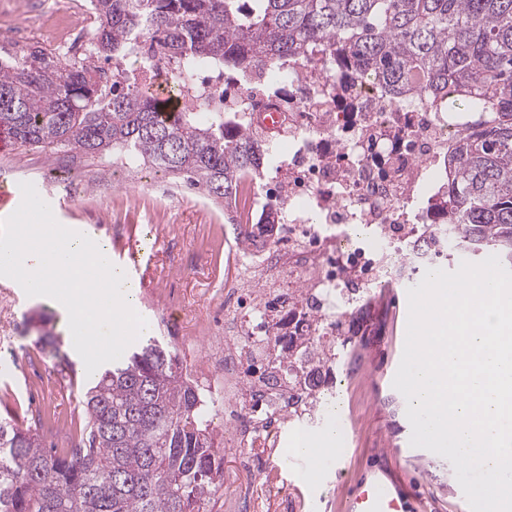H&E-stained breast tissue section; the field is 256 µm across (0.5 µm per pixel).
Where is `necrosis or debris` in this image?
<instances>
[{"label":"necrosis or debris","mask_w":512,"mask_h":512,"mask_svg":"<svg viewBox=\"0 0 512 512\" xmlns=\"http://www.w3.org/2000/svg\"><path fill=\"white\" fill-rule=\"evenodd\" d=\"M96 25L90 0H54L35 14L0 16V41L14 55L34 50L89 59ZM132 54L98 64L103 87L121 81L170 97L177 111L246 108L263 142L287 145L275 170L284 220L266 231L254 221L255 182L243 178L229 206L232 238L224 286L237 303L224 309V339L211 344L198 385L234 424L243 466L264 469L283 428L309 423L336 386V339L362 335L377 291L411 281L432 262L428 241L443 213L414 203L437 163L470 126L434 110L422 94L390 93L366 75L340 78L320 64L270 73L224 91L222 75L187 77L148 58L150 41L129 35ZM281 116L277 130L262 114ZM252 225L247 246L240 223Z\"/></svg>","instance_id":"necrosis-or-debris-1"}]
</instances>
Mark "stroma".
<instances>
[{"mask_svg": "<svg viewBox=\"0 0 512 512\" xmlns=\"http://www.w3.org/2000/svg\"><path fill=\"white\" fill-rule=\"evenodd\" d=\"M168 178L154 169L132 174L114 171L106 160H72L63 153L46 154L29 147L0 153V185L40 184L52 194L53 210L62 225L91 226L120 256L128 244L148 246L152 285L137 291V310L157 324L166 314L180 325L174 347L189 343L196 365H203V323L223 318L224 207L196 188L179 186L176 195L161 196L157 185ZM408 284L384 296L391 319L373 317L367 335L356 337L357 362L352 377L338 375L337 416L351 438L339 455L316 461L318 477L299 483L290 457L298 425H287L282 446L269 459L264 474L247 472L239 451L230 443L232 429L215 420L217 441L223 448L224 487L209 512H226L225 502L237 501L244 512H344V504L359 478L395 469L412 512H470L451 463L444 457L409 443L411 425L406 400L393 386L405 344ZM63 339L72 369L61 370L39 345L38 319ZM87 381L85 364L75 352L68 318L50 298L28 297L0 277V413L14 411L36 428L47 448L66 447L85 423L83 404Z\"/></svg>", "mask_w": 512, "mask_h": 512, "instance_id": "1", "label": "stroma"}]
</instances>
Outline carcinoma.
<instances>
[{"label": "carcinoma", "instance_id": "1", "mask_svg": "<svg viewBox=\"0 0 512 512\" xmlns=\"http://www.w3.org/2000/svg\"><path fill=\"white\" fill-rule=\"evenodd\" d=\"M96 55L133 51V31L158 41L178 69L322 63L402 94L416 86L439 112L474 120L443 161L428 207H448L440 264L491 255L512 269V0H92ZM120 81L103 94L90 63L31 55L0 63V128L24 147L71 157L118 155L229 204L240 180L265 177L272 147L243 112H164ZM42 351L71 366L55 337ZM78 444L43 448L0 415V512H207L224 457L196 383L164 338L143 337L99 371L84 394Z\"/></svg>", "mask_w": 512, "mask_h": 512}]
</instances>
